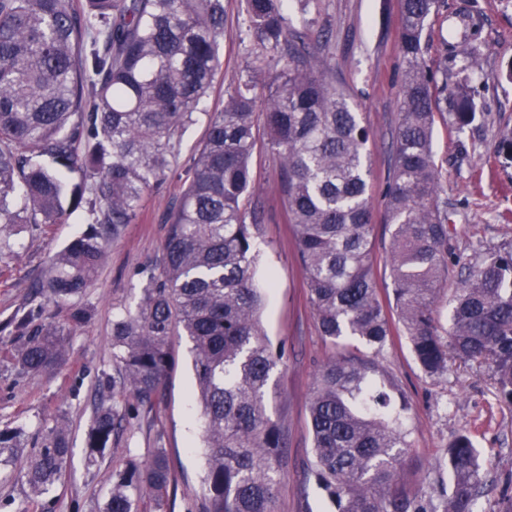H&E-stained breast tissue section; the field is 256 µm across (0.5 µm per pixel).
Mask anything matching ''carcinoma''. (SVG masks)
<instances>
[{"label":"carcinoma","mask_w":512,"mask_h":512,"mask_svg":"<svg viewBox=\"0 0 512 512\" xmlns=\"http://www.w3.org/2000/svg\"><path fill=\"white\" fill-rule=\"evenodd\" d=\"M257 46L248 74L212 114L190 178L169 214L157 270L135 310L112 320V374L98 391L154 406L174 361L170 337L191 343L205 460L202 512H274L286 442L268 406L283 349L260 323L254 233L262 207L251 160L262 113L267 148L280 158V190L320 333L332 346L353 338L379 352L402 331L428 376L448 357L488 364L498 397L512 404V248L466 267L448 331L436 315L448 260V201L441 196L432 136L442 115L448 62L428 57L425 31L441 0H401L404 63L395 166L385 195L392 307L373 273L368 198L369 130L351 98L329 80L303 36L288 26L283 0H243ZM224 0H0V225L39 230L72 214L86 229L50 259L32 297L0 323L20 339L10 358L24 374L65 361L66 336L87 313L47 322L45 304H66L89 287L110 241L134 223L144 191L166 180L178 134L194 121L219 72ZM458 127L474 117L460 96ZM407 405L373 361L337 353L315 371L310 471L335 512H476L487 485L470 436L449 442L450 493L439 502L399 487L411 447ZM125 413L101 403L87 431V462L115 447ZM29 444L20 428L0 431V465ZM71 455L58 422L21 475L33 498L61 476ZM171 475L164 448L112 471L101 512L163 510Z\"/></svg>","instance_id":"carcinoma-1"}]
</instances>
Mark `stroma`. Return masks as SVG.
Masks as SVG:
<instances>
[{"label":"stroma","instance_id":"1","mask_svg":"<svg viewBox=\"0 0 512 512\" xmlns=\"http://www.w3.org/2000/svg\"><path fill=\"white\" fill-rule=\"evenodd\" d=\"M400 3L291 0L285 8L289 26L305 36L318 57L328 59L331 80L358 104L370 130L374 275L384 299L391 292L384 194L393 172L392 140L399 118ZM224 10L222 67L194 123L181 134L179 173L145 192L137 221L111 242L90 286L74 297L73 305L84 308L89 320L68 336L65 364L42 374H23L0 358V429L20 427L33 438L61 416L73 448L61 478L38 498L30 497L19 465L1 466L0 512H99L112 471L122 466L126 453L144 459L158 447L166 450L176 487L164 512H198L204 459L186 337H172L175 364L159 402L138 407L113 453L91 467L85 462L86 434L97 381L112 370V319L136 307L147 269L162 253L169 208L185 188L183 172L206 136L211 113L222 109L227 90L242 75L253 50L242 0H224ZM472 34L483 44L480 57L467 70L449 72L448 81L473 89L475 116L461 131L443 121L434 128L442 195L448 200V222L456 228L450 245L466 261L512 244V158L499 149L500 131L512 128V0H442L425 33L430 57L441 56L446 45L462 44ZM266 140L265 130H258L252 168L255 198L264 211L255 235V280L269 289L261 322L272 345L285 349L275 373L277 395L270 404L273 419L287 436L275 512H333L308 470L313 456L309 405L316 367L337 350L373 359L407 397L412 446L401 468L407 491L436 495L448 490L443 466L448 443L466 432L491 483L478 512H500L502 489L512 490V405L499 400L490 369L453 358L446 374L430 377L415 362L405 336L394 337L375 354L352 340L333 347L321 335L279 190V159L267 150ZM83 228L79 213L44 233L20 224L0 226V239L12 248L10 258L0 261V321L28 297L48 257Z\"/></svg>","mask_w":512,"mask_h":512}]
</instances>
